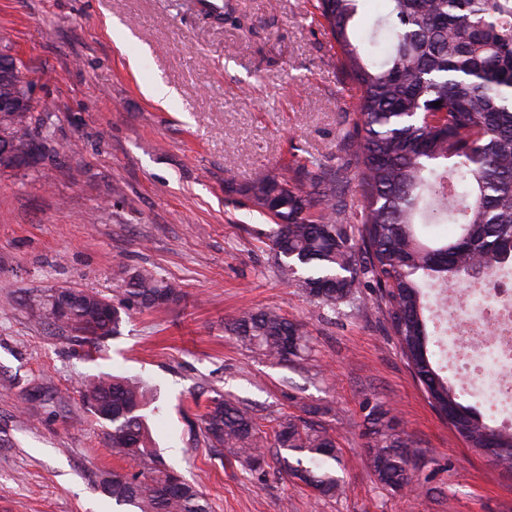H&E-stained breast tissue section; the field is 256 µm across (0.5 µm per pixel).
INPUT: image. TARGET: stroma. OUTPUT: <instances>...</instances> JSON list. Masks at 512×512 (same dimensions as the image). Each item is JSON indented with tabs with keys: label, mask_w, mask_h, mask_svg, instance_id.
<instances>
[{
	"label": "stroma",
	"mask_w": 512,
	"mask_h": 512,
	"mask_svg": "<svg viewBox=\"0 0 512 512\" xmlns=\"http://www.w3.org/2000/svg\"><path fill=\"white\" fill-rule=\"evenodd\" d=\"M0 0V50L51 109L54 159L0 169V512H113L100 472H140L114 454L82 401L103 373L155 396L154 448L211 512H512V473L455 434L430 405L372 291L317 311L284 279L269 216L240 206L244 185L292 156L336 164L358 94L310 0ZM129 29L124 44L113 25ZM163 83L166 101L148 85ZM178 282L180 301L135 309L101 348L41 324L31 294L74 288L122 299L123 273ZM273 308L303 325L300 363L242 347L225 326ZM42 400L31 403L32 388ZM248 405L264 437L318 408L336 441L340 491L318 496L275 449L264 473L217 456L200 431L215 393ZM390 408L412 442L417 483L395 494L365 456L366 402Z\"/></svg>",
	"instance_id": "stroma-1"
}]
</instances>
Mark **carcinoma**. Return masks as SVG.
Listing matches in <instances>:
<instances>
[{"mask_svg":"<svg viewBox=\"0 0 512 512\" xmlns=\"http://www.w3.org/2000/svg\"><path fill=\"white\" fill-rule=\"evenodd\" d=\"M361 2L314 0L312 12L359 92L343 138L344 162L329 167L309 160L226 188L276 219L269 241L279 268L298 278L318 306L334 310L365 287L378 289L401 353L436 409L457 406L466 419L453 426L455 433L477 451L494 437L499 453L492 463L512 471V431L485 422L440 377L426 316L434 289L489 282L512 269V0H386L388 11L369 44L384 42L387 49L371 62L355 39ZM21 68L0 58V144L10 145L0 154V168L41 156L36 132L45 121ZM352 179L361 205L349 218L345 191ZM429 224H453L457 231L430 238L421 232ZM124 283L123 300L109 312L103 309L107 298L73 288L41 290L29 297L30 305L42 321L64 324L95 345L117 335L131 310L182 296L176 283L148 271L129 273ZM60 293L68 300L64 312L57 308ZM227 330L279 363L294 361L306 348L300 325L273 309L243 312ZM82 400L106 428L112 452L144 463L139 476L101 475L98 488L116 505L130 512H210L199 488L152 448V396L143 382L103 374L84 384ZM367 424L369 467L385 488L404 491L414 478L404 453L410 441L380 404ZM202 432L216 452L229 451L253 471L264 468L263 436L236 401L212 397ZM271 447L289 453L282 457L286 471L319 496L336 495L340 460L326 429L285 418Z\"/></svg>","mask_w":512,"mask_h":512,"instance_id":"1","label":"carcinoma"}]
</instances>
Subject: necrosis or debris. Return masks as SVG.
<instances>
[{
  "instance_id": "1",
  "label": "necrosis or debris",
  "mask_w": 512,
  "mask_h": 512,
  "mask_svg": "<svg viewBox=\"0 0 512 512\" xmlns=\"http://www.w3.org/2000/svg\"><path fill=\"white\" fill-rule=\"evenodd\" d=\"M440 310L461 389L481 396L492 423L512 429V289L474 284Z\"/></svg>"
}]
</instances>
